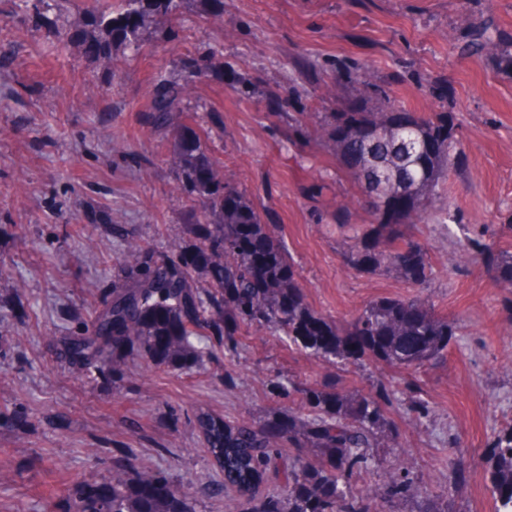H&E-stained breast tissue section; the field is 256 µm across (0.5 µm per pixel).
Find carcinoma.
<instances>
[{
    "mask_svg": "<svg viewBox=\"0 0 512 512\" xmlns=\"http://www.w3.org/2000/svg\"><path fill=\"white\" fill-rule=\"evenodd\" d=\"M183 0H118L91 14L94 34L64 24L63 41L78 40L86 53L113 62L112 44L136 47L141 33L172 15ZM461 52L490 58L512 72V41L503 42L488 24L472 30ZM361 85V101L321 118L325 141L361 188L364 175L379 179L368 202L371 221L338 224L339 247L348 267L359 272L384 269L422 288L432 273L429 246L400 232L403 224H425L429 208L442 197L459 141L452 113L420 115L395 106L380 85L361 71L341 73ZM188 80L167 81L152 101L153 122L175 133L172 163L179 187L199 202L193 221L165 226L178 251L159 254L149 274L141 272L143 244L126 247L120 262L112 306L95 319L96 335L74 340L73 357L81 363L124 370L133 355L176 369L197 354L204 330L235 346L242 327H267L309 355L330 365H357L366 359L400 369L419 368L448 350L458 323L435 313L430 298L381 297L365 305L350 322H339L306 302L294 262L275 239L270 225L247 194L221 176L201 136L185 124L182 100ZM200 253L191 268L177 256ZM473 259L492 267L502 288L512 286V254L487 249ZM299 407L281 406L259 421L234 423L199 420L207 452L224 469V490L231 501L244 497L249 512H371L395 498L412 512H448L436 496L398 473L371 494L355 489L352 478L368 464L367 449L377 435L397 439L382 410V394L353 392L333 375L313 386L297 387ZM295 453L288 456L283 448ZM487 474L493 512H512V426L493 434L487 448ZM281 472L280 491L257 490L269 468ZM155 474L128 467L112 480L79 492L76 512H196L187 489H151Z\"/></svg>",
    "mask_w": 512,
    "mask_h": 512,
    "instance_id": "cac0c4a2",
    "label": "carcinoma"
}]
</instances>
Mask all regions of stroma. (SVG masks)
Segmentation results:
<instances>
[{
	"instance_id": "35a3bbf8",
	"label": "stroma",
	"mask_w": 512,
	"mask_h": 512,
	"mask_svg": "<svg viewBox=\"0 0 512 512\" xmlns=\"http://www.w3.org/2000/svg\"><path fill=\"white\" fill-rule=\"evenodd\" d=\"M96 2L114 0H54L42 19L0 0V512H75L79 490L130 463L190 483L197 512H227L199 416L255 420L329 373L390 397L401 445L368 449L359 488L405 471L447 495L449 512H493L484 453L512 425V292L459 243L512 253V74L456 47L488 20L511 41L512 0H224L218 17L192 0L140 49L114 47L110 69L57 47L53 17ZM342 64L409 111L456 117L448 217L404 228L433 246L422 295L461 324L445 358L332 368L252 326L231 352L204 338L177 370L142 357L118 377L75 367L65 347L111 304L128 241L175 252L162 227L191 223L197 208L176 185L171 134L149 119L164 79L190 77V127L285 243L310 305L345 321L371 300L413 295L387 272L349 268L336 245L337 219L370 221L361 188L317 141L321 113L356 96L343 83L324 91Z\"/></svg>"
}]
</instances>
